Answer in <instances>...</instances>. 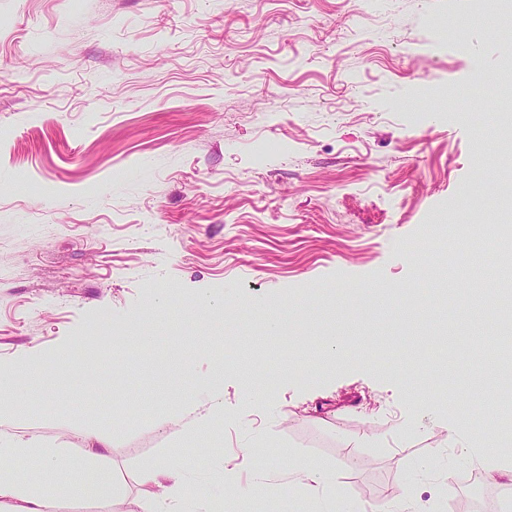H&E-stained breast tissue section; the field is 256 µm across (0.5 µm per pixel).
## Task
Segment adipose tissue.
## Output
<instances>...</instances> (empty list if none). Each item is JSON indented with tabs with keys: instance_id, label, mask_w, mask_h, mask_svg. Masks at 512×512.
Here are the masks:
<instances>
[{
	"instance_id": "1",
	"label": "adipose tissue",
	"mask_w": 512,
	"mask_h": 512,
	"mask_svg": "<svg viewBox=\"0 0 512 512\" xmlns=\"http://www.w3.org/2000/svg\"><path fill=\"white\" fill-rule=\"evenodd\" d=\"M455 421L457 431L472 440L471 453L483 463L487 479L512 482V447L501 442L494 453H487V442L473 428L465 408L456 409ZM32 456L39 458L43 471L52 474V484H41L33 475L18 469V462ZM64 459V449L39 444L23 435L0 440V505H7L8 512H52L54 498L73 487ZM289 471L295 481L309 491L329 489L330 504L326 512H350L346 499L331 489L329 468L299 456L293 459ZM139 483L144 491L142 512H168L169 505L175 503L184 504L188 512H208V493L205 489L190 487L175 463L162 462L144 468L139 474Z\"/></svg>"
}]
</instances>
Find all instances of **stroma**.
<instances>
[{
	"label": "stroma",
	"mask_w": 512,
	"mask_h": 512,
	"mask_svg": "<svg viewBox=\"0 0 512 512\" xmlns=\"http://www.w3.org/2000/svg\"><path fill=\"white\" fill-rule=\"evenodd\" d=\"M483 0H0V366L39 362L0 434L63 448L81 476L96 424L117 498L53 512H142L138 474L179 463L250 512H321L288 473L328 467L354 512L413 500L504 507L462 452L444 396L471 332L444 244L488 213L456 209L490 169L512 29ZM455 289L454 341L427 315ZM213 308L198 314L195 302ZM260 301L307 317L269 332ZM149 331L144 349L126 336ZM341 359L299 375V346ZM99 350L81 377L60 351ZM415 360L407 376L403 365ZM221 424L175 430L203 406ZM265 398L244 399L247 382Z\"/></svg>",
	"instance_id": "obj_1"
}]
</instances>
